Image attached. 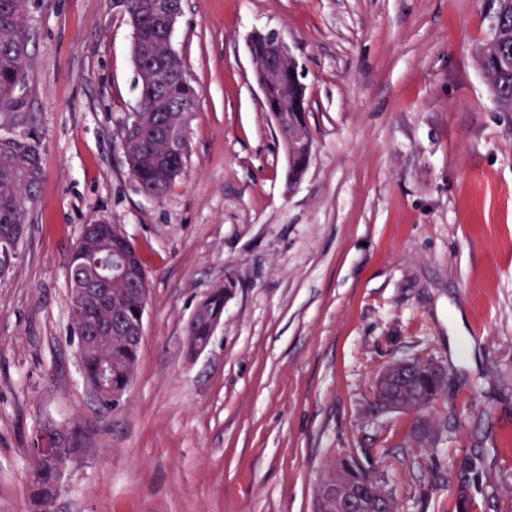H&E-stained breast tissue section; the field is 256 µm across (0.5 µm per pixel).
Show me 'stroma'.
Segmentation results:
<instances>
[{
    "mask_svg": "<svg viewBox=\"0 0 512 512\" xmlns=\"http://www.w3.org/2000/svg\"><path fill=\"white\" fill-rule=\"evenodd\" d=\"M33 37L0 136L39 135L44 172L0 276V512H37L31 450L80 434L57 512H316L358 459L397 512H512V109L475 55L481 0H183L173 47L200 89L186 171L159 200L120 127L138 104L121 0H31ZM275 30L307 87L315 152L288 183L250 44ZM121 226L147 273L129 390L104 410L72 333L69 258L83 227ZM224 313L191 355L216 288ZM448 371L427 410L370 415L392 359ZM482 463V458L475 454L466 455L460 462L468 475V478L461 482V488L456 495L461 512L468 511V507L473 501V492L478 490Z\"/></svg>",
    "mask_w": 512,
    "mask_h": 512,
    "instance_id": "stroma-1",
    "label": "stroma"
}]
</instances>
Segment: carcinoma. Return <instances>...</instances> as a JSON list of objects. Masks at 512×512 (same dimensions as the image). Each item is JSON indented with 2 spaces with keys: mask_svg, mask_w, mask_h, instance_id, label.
Returning <instances> with one entry per match:
<instances>
[{
  "mask_svg": "<svg viewBox=\"0 0 512 512\" xmlns=\"http://www.w3.org/2000/svg\"><path fill=\"white\" fill-rule=\"evenodd\" d=\"M153 0H134L133 15L129 23L136 27L133 60L139 69V100L136 117L126 121L120 129V140L136 143V149L127 153L131 173L143 193L162 199L173 182L184 173L187 154L168 152L162 130L181 125L182 113L178 107L196 103L200 90L190 80L168 81L163 70L153 68L159 59H165L170 70L184 68L181 58L167 53L166 30L156 20ZM486 13L494 12L499 23L490 27V37L476 47L478 63L489 77L497 102L512 107V0H483ZM29 0H0V109L13 104L15 93L24 75L28 59L31 32L26 25ZM253 61L258 78L266 76V49L264 39L255 37L251 44ZM271 91L281 105L288 106V124H298L297 116L304 114L306 88L299 74L289 71L283 83L271 84ZM41 142L38 137L26 134L0 137V235L21 239L29 211L34 204L42 182ZM124 241L112 230L99 235H88L71 256V262L88 259L90 271L97 274L112 271V247ZM137 303L127 297L126 289L115 288L112 306L96 315L101 321L110 317L131 319ZM140 344L117 332L100 344L88 348L82 363L87 381L93 382L98 370L109 369L107 394L121 390L128 368L135 365ZM440 385L431 375L418 372L410 393L417 395V411L428 408L441 394ZM69 454H32L29 481L32 497L37 505L55 496L58 480ZM468 478L461 482L457 493L460 512H468L473 492L478 490L482 458L468 454L461 460ZM361 475L353 460H343L329 480L346 481Z\"/></svg>",
  "mask_w": 512,
  "mask_h": 512,
  "instance_id": "cac0c4a2",
  "label": "carcinoma"
}]
</instances>
